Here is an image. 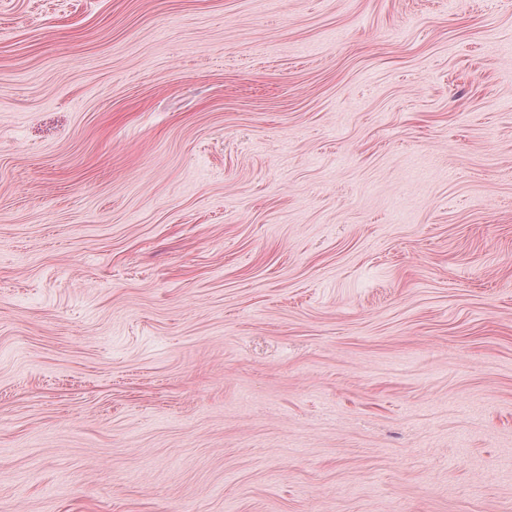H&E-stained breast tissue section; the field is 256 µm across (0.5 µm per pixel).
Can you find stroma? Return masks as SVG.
Listing matches in <instances>:
<instances>
[{
	"instance_id": "obj_1",
	"label": "stroma",
	"mask_w": 512,
	"mask_h": 512,
	"mask_svg": "<svg viewBox=\"0 0 512 512\" xmlns=\"http://www.w3.org/2000/svg\"><path fill=\"white\" fill-rule=\"evenodd\" d=\"M0 512H512V0H0Z\"/></svg>"
}]
</instances>
